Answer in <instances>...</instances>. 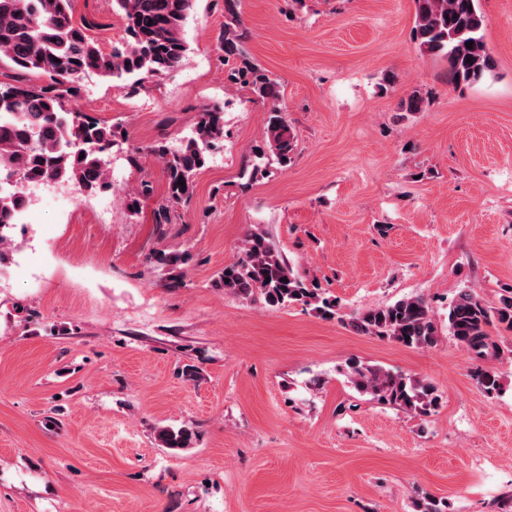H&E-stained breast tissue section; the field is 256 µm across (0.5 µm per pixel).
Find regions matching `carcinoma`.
Returning a JSON list of instances; mask_svg holds the SVG:
<instances>
[{
    "label": "carcinoma",
    "instance_id": "obj_1",
    "mask_svg": "<svg viewBox=\"0 0 512 512\" xmlns=\"http://www.w3.org/2000/svg\"><path fill=\"white\" fill-rule=\"evenodd\" d=\"M239 2L224 0V30L218 49L229 67L230 80L272 103L263 144L252 150L243 167V173L253 176L272 160L288 166L296 138L277 105L279 84L247 53L248 35L239 20ZM413 2L415 40L423 53L446 63L448 82L476 83L492 70L479 0ZM113 5L124 23L126 38L106 52L84 26L74 22L71 0H0V58L8 59L22 73L47 78L41 85L23 80L0 83V180H13L10 189L0 191V262L11 244L15 214L28 204L26 187L67 184L87 196L111 187L109 156L120 133L112 125L66 107L79 96L84 79L91 75L114 81L158 79L177 71L187 58L184 27L194 0H113ZM424 103L414 90L399 108L420 112ZM222 139L224 112L214 105L198 113L191 135L177 145L162 142L149 147L167 182V195L155 210L156 223H171L175 209L191 198L196 176ZM180 181L185 185H178ZM152 192L151 183L141 181L128 194L129 207L138 208L140 200ZM155 262L168 287L184 285L188 254L160 250ZM215 286L243 299L259 296L270 308L298 303L324 319L339 316L337 300L295 272L262 231L246 234L241 255L224 266ZM495 323L512 330V295L489 306L476 290L465 288L449 306L448 332L477 358L498 352L489 333ZM348 325L360 334L408 348L432 347L439 337L429 303L422 297L370 308L349 317ZM348 377L357 391L422 415L430 414L439 403L436 387L411 375L354 361L348 365ZM156 435L161 447L179 451L192 447L196 433L185 425L162 426Z\"/></svg>",
    "mask_w": 512,
    "mask_h": 512
}]
</instances>
